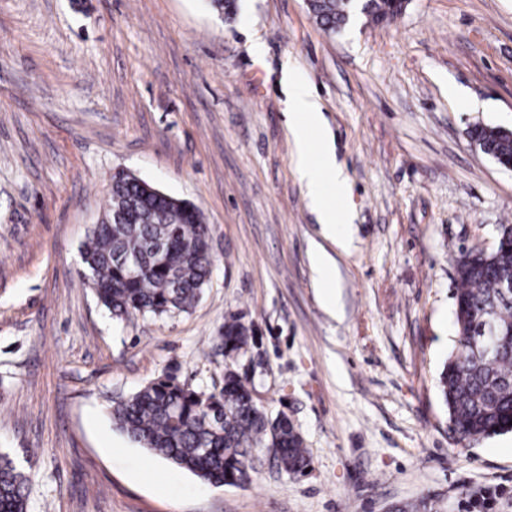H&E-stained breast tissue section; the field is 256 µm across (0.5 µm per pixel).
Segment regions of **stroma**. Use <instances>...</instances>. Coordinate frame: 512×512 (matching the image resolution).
I'll return each instance as SVG.
<instances>
[{
  "label": "stroma",
  "instance_id": "1",
  "mask_svg": "<svg viewBox=\"0 0 512 512\" xmlns=\"http://www.w3.org/2000/svg\"><path fill=\"white\" fill-rule=\"evenodd\" d=\"M288 70L348 179L343 249L295 172ZM479 122L512 129V0H408L336 34L307 0H240L231 21L208 0H0V452L28 512H469L495 486L492 512H512V432L456 445L438 387L454 259L512 224V171L471 144ZM121 170L206 217L216 263L190 313L112 319L79 275ZM232 317L306 475L264 451L249 484L214 486L112 423L113 399L170 365L221 383L208 351ZM314 271L320 285V296L327 308L333 310L336 308V294L332 284L335 276V266L329 256L322 251L314 253L313 257Z\"/></svg>",
  "mask_w": 512,
  "mask_h": 512
}]
</instances>
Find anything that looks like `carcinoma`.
I'll return each mask as SVG.
<instances>
[{
    "label": "carcinoma",
    "instance_id": "cac0c4a2",
    "mask_svg": "<svg viewBox=\"0 0 512 512\" xmlns=\"http://www.w3.org/2000/svg\"><path fill=\"white\" fill-rule=\"evenodd\" d=\"M325 30L336 31L352 11L376 22L388 20L404 0H308ZM470 140L496 161L512 160V131L482 124ZM120 253L136 260L129 274L114 260ZM215 263L210 227L194 204L158 193L125 171L112 175L102 217L80 249L79 274L98 302L122 319L151 320L189 312L199 301ZM457 332L439 383L456 440L470 444L512 431V300L497 287L512 280V240L491 252L459 251L455 258ZM499 337L502 344L477 354L471 341ZM222 386H194L168 370L134 394L112 402L113 424L133 442L172 461L212 485L250 481L253 451L268 449L282 470L306 475L311 459L303 437L288 417L270 419L253 399L254 387L240 358L252 340L238 319L219 332ZM29 479L13 459L0 454V512H27Z\"/></svg>",
    "mask_w": 512,
    "mask_h": 512
}]
</instances>
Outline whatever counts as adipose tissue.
I'll return each mask as SVG.
<instances>
[{
    "label": "adipose tissue",
    "mask_w": 512,
    "mask_h": 512,
    "mask_svg": "<svg viewBox=\"0 0 512 512\" xmlns=\"http://www.w3.org/2000/svg\"><path fill=\"white\" fill-rule=\"evenodd\" d=\"M288 135L294 145L293 162L300 184L318 215L323 235L333 241L344 236L348 187L336 156L327 144L324 119L310 86L288 77Z\"/></svg>",
    "instance_id": "ef3b65f1"
}]
</instances>
